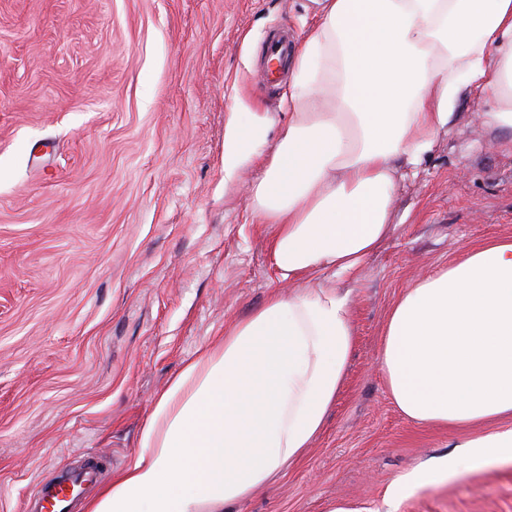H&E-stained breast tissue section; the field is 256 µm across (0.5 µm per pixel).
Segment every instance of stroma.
Listing matches in <instances>:
<instances>
[{
	"label": "stroma",
	"instance_id": "1",
	"mask_svg": "<svg viewBox=\"0 0 512 512\" xmlns=\"http://www.w3.org/2000/svg\"><path fill=\"white\" fill-rule=\"evenodd\" d=\"M308 0H0V512L45 477L103 480L139 453L152 401L279 287L273 227L224 187L234 100L281 115L270 35L301 40ZM469 95L398 179L394 227L353 276L355 345L304 458L234 512H386L387 492L484 426H422L379 365L390 310L470 246L512 238V149L489 150ZM396 512H512V466L425 479Z\"/></svg>",
	"mask_w": 512,
	"mask_h": 512
}]
</instances>
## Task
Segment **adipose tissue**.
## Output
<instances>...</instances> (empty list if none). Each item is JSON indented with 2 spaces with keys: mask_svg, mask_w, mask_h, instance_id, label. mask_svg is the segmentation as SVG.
Returning a JSON list of instances; mask_svg holds the SVG:
<instances>
[{
  "mask_svg": "<svg viewBox=\"0 0 512 512\" xmlns=\"http://www.w3.org/2000/svg\"><path fill=\"white\" fill-rule=\"evenodd\" d=\"M289 69L288 119L227 114L224 182L272 225L283 285L189 360L155 398L136 459L86 512H232L298 461L344 382L353 275L392 229L403 169L431 151L462 94L486 96L493 149L512 146V0H313ZM409 419L448 428L512 418V239L470 246L392 307L380 353ZM512 463V426L471 438L437 471Z\"/></svg>",
  "mask_w": 512,
  "mask_h": 512,
  "instance_id": "ef3b65f1",
  "label": "adipose tissue"
}]
</instances>
